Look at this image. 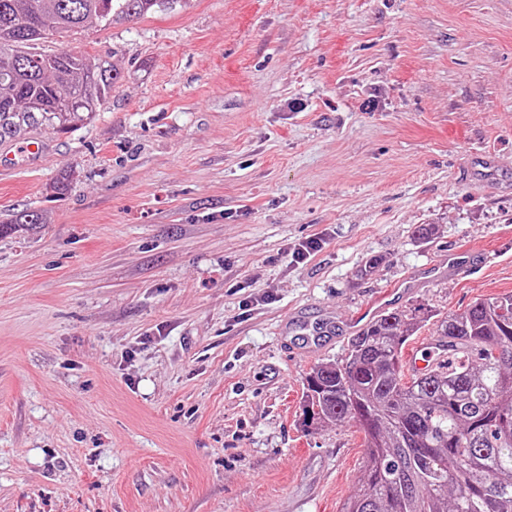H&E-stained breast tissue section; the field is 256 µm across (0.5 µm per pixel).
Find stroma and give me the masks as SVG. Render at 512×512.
<instances>
[{
  "label": "stroma",
  "instance_id": "stroma-1",
  "mask_svg": "<svg viewBox=\"0 0 512 512\" xmlns=\"http://www.w3.org/2000/svg\"><path fill=\"white\" fill-rule=\"evenodd\" d=\"M64 44L122 79L0 180V512H341L362 434L305 426L306 376L512 293V0H176Z\"/></svg>",
  "mask_w": 512,
  "mask_h": 512
}]
</instances>
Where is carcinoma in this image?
<instances>
[{
    "instance_id": "carcinoma-1",
    "label": "carcinoma",
    "mask_w": 512,
    "mask_h": 512,
    "mask_svg": "<svg viewBox=\"0 0 512 512\" xmlns=\"http://www.w3.org/2000/svg\"><path fill=\"white\" fill-rule=\"evenodd\" d=\"M175 0H0V143L92 119L122 73L34 42L87 24L144 16ZM420 329L402 311L369 322L348 356L316 366L306 402L321 422L353 421L363 478L343 512H512V293L479 299L438 325L448 358L405 379L402 350Z\"/></svg>"
}]
</instances>
